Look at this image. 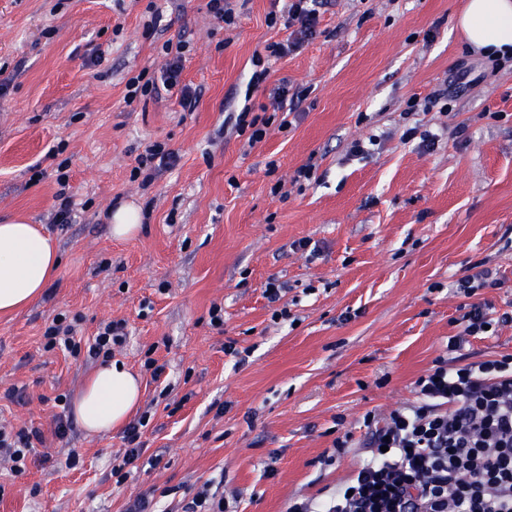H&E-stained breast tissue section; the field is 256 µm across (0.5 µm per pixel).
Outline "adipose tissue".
I'll return each mask as SVG.
<instances>
[{
    "label": "adipose tissue",
    "instance_id": "ef3b65f1",
    "mask_svg": "<svg viewBox=\"0 0 512 512\" xmlns=\"http://www.w3.org/2000/svg\"><path fill=\"white\" fill-rule=\"evenodd\" d=\"M467 43L491 57H512V0H467L457 18ZM60 256L41 226L16 217L0 224V314L38 299L55 276ZM140 397L138 378L111 361L100 365L73 403L80 424L94 433L122 427Z\"/></svg>",
    "mask_w": 512,
    "mask_h": 512
}]
</instances>
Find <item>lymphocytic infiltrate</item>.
<instances>
[{"instance_id": "f902f5d3", "label": "lymphocytic infiltrate", "mask_w": 512, "mask_h": 512, "mask_svg": "<svg viewBox=\"0 0 512 512\" xmlns=\"http://www.w3.org/2000/svg\"><path fill=\"white\" fill-rule=\"evenodd\" d=\"M318 23L309 0H291L282 12H269V27L295 28L300 38H312ZM185 42H165L167 57L160 78L139 72L128 78L126 102L177 91L183 107H193L197 90L181 81ZM300 94L280 82L270 94L269 112L244 106L231 123L248 146L262 142L272 124L288 128L277 113L297 111ZM463 331L448 341L451 352L461 350L467 337L487 335L512 315L493 319L487 303L469 305ZM78 319L57 315L44 334L45 351L62 350L72 357L110 359L126 341L122 319L101 323L91 343L77 337ZM416 402L388 414L367 413L362 442L366 460L346 486L321 500L293 502L288 512H512V354L449 367L445 358L415 382ZM36 428L8 431L0 425V460L14 474L26 472L36 442Z\"/></svg>"}]
</instances>
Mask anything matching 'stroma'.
I'll use <instances>...</instances> for the list:
<instances>
[{
  "instance_id": "1",
  "label": "stroma",
  "mask_w": 512,
  "mask_h": 512,
  "mask_svg": "<svg viewBox=\"0 0 512 512\" xmlns=\"http://www.w3.org/2000/svg\"><path fill=\"white\" fill-rule=\"evenodd\" d=\"M236 5L227 29L209 0H0V221L43 225L61 253L41 298L0 316V422L45 437L24 477L0 464V512H123L168 487L158 506L173 512L217 477L229 512H288L351 477L366 412L415 401L470 300L512 314V60L467 48L455 24L465 0H319L316 36L271 60L254 89V52L289 32L266 22L279 0ZM169 40L189 43L181 80L198 92L194 109L166 91L126 103V80L159 71ZM283 80L305 95L291 127L271 126L251 148L223 131ZM439 90L430 110L412 109ZM415 125L436 133L433 147L403 141ZM356 139L365 154L349 155ZM155 141L179 162L144 188L131 171ZM61 142L74 203L64 225L48 156ZM306 164L310 179L294 181ZM124 202L142 206L144 225L117 241L107 216ZM302 239L319 254L295 250ZM476 264L499 285L469 298L457 286ZM272 280L276 304L264 295ZM279 304L288 319H273ZM61 313L81 315L86 337L126 320L113 357L140 374L141 440L159 466L120 484L123 430L95 435L75 421L54 436L57 395L76 399L96 367L43 351ZM230 342L245 362L225 353ZM150 355L165 366L157 383ZM12 387L20 398L4 399ZM346 434L350 448L322 464Z\"/></svg>"
}]
</instances>
